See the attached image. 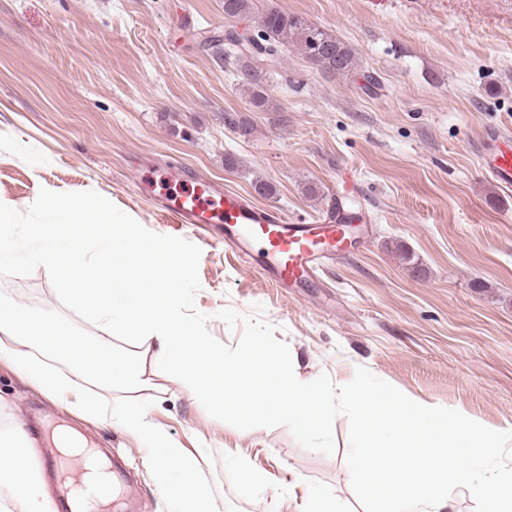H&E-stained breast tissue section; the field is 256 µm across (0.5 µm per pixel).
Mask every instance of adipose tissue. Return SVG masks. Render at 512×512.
Instances as JSON below:
<instances>
[{"label": "adipose tissue", "instance_id": "obj_1", "mask_svg": "<svg viewBox=\"0 0 512 512\" xmlns=\"http://www.w3.org/2000/svg\"><path fill=\"white\" fill-rule=\"evenodd\" d=\"M0 512H55L34 468L30 436L16 420L0 425Z\"/></svg>", "mask_w": 512, "mask_h": 512}]
</instances>
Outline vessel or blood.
Returning a JSON list of instances; mask_svg holds the SVG:
<instances>
[{
	"label": "vessel or blood",
	"instance_id": "obj_1",
	"mask_svg": "<svg viewBox=\"0 0 512 512\" xmlns=\"http://www.w3.org/2000/svg\"><path fill=\"white\" fill-rule=\"evenodd\" d=\"M483 169L496 184L512 190V138L500 129H485L474 145ZM166 188L159 211L171 228L215 224L224 228V243L273 287L309 288L317 268L348 240L353 219L341 209L318 221H291L287 214L254 204L240 193L193 180L178 161L168 162Z\"/></svg>",
	"mask_w": 512,
	"mask_h": 512
}]
</instances>
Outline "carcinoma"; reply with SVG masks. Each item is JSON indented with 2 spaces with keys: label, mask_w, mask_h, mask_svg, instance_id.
<instances>
[{
  "label": "carcinoma",
  "mask_w": 512,
  "mask_h": 512,
  "mask_svg": "<svg viewBox=\"0 0 512 512\" xmlns=\"http://www.w3.org/2000/svg\"><path fill=\"white\" fill-rule=\"evenodd\" d=\"M253 8V0H224V15L228 17L246 18ZM258 27L259 42L253 44V47L261 52L272 55L279 48L293 44L299 46L306 58L326 73L344 79L358 74L360 62L355 50L348 43L324 29L308 24L297 15L270 7L259 15ZM230 59L243 69L244 92L248 97L250 110H268L271 97L264 87L261 75L244 61V52L240 46H232ZM225 122L241 136L252 134L253 126L245 117L228 114Z\"/></svg>",
  "instance_id": "1"
}]
</instances>
